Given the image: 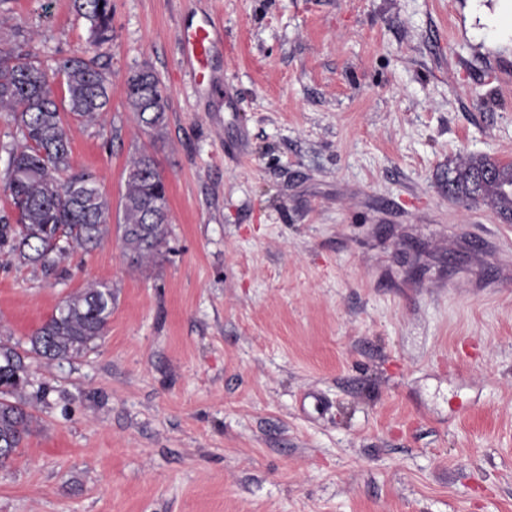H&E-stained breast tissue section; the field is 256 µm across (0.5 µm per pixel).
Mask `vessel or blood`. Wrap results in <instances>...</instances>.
<instances>
[{
    "instance_id": "1",
    "label": "vessel or blood",
    "mask_w": 512,
    "mask_h": 512,
    "mask_svg": "<svg viewBox=\"0 0 512 512\" xmlns=\"http://www.w3.org/2000/svg\"><path fill=\"white\" fill-rule=\"evenodd\" d=\"M184 63L195 82L210 93H220L221 87L211 67L214 50L222 40V30L213 20L198 25H186L179 32Z\"/></svg>"
}]
</instances>
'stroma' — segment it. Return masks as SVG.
<instances>
[{
    "mask_svg": "<svg viewBox=\"0 0 512 512\" xmlns=\"http://www.w3.org/2000/svg\"><path fill=\"white\" fill-rule=\"evenodd\" d=\"M468 0H112L111 101L72 158L118 202L152 153L169 234L131 267L117 232L57 277L0 265V337L88 282L96 347L30 358L34 423L0 512H512V222L448 197L473 155L512 162V48ZM224 28L227 100L178 31ZM48 75L91 32L72 0H0ZM167 89L157 138L130 70ZM126 105L143 130L161 136L166 127L164 89L148 67L130 71L125 79Z\"/></svg>",
    "mask_w": 512,
    "mask_h": 512,
    "instance_id": "35a3bbf8",
    "label": "stroma"
}]
</instances>
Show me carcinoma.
Here are the masks:
<instances>
[{"instance_id":"cac0c4a2","label":"carcinoma","mask_w":512,"mask_h":512,"mask_svg":"<svg viewBox=\"0 0 512 512\" xmlns=\"http://www.w3.org/2000/svg\"><path fill=\"white\" fill-rule=\"evenodd\" d=\"M74 10L90 23L91 56L63 60L67 111L59 110L51 80L37 57L17 40H0V108L12 114L23 145L10 153V211L0 214V251L21 264L40 266L55 276L70 252L99 246L110 227V201L95 175L74 167L71 127L100 122L110 101L111 86L99 64V50L112 41V0H73ZM126 105L143 130L157 136L166 127L164 89L148 67L125 79ZM512 185V170L486 157H472L448 179V194L472 204L496 192L500 214L512 219V198L502 187ZM116 229L124 254L133 264L161 254L168 236L166 186L154 157L140 153L126 171ZM115 295L112 286L93 281L68 296L30 337L23 352L0 340V467L13 459L30 433L33 415L25 395L31 355L69 362L92 350L107 327Z\"/></svg>"}]
</instances>
